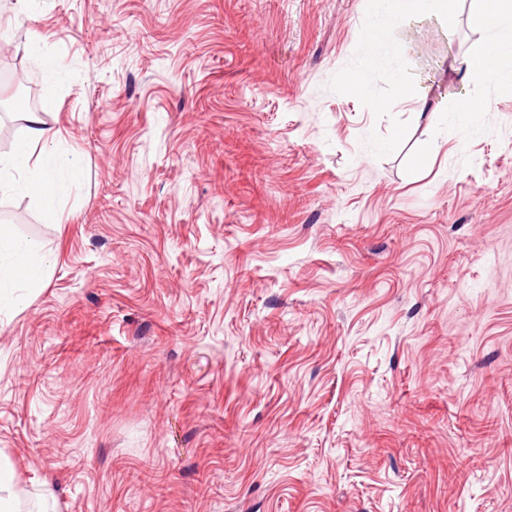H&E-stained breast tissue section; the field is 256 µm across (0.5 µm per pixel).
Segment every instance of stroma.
Returning a JSON list of instances; mask_svg holds the SVG:
<instances>
[{
  "instance_id": "obj_1",
  "label": "stroma",
  "mask_w": 512,
  "mask_h": 512,
  "mask_svg": "<svg viewBox=\"0 0 512 512\" xmlns=\"http://www.w3.org/2000/svg\"><path fill=\"white\" fill-rule=\"evenodd\" d=\"M0 10L80 172L60 224L0 196L51 254L0 312L22 512H512V84L465 127L449 71L483 33L417 15L390 69L371 0ZM31 56L34 58L37 66L44 72L46 77L47 95H54L56 89V79L60 70L58 61L40 50L32 47L30 49Z\"/></svg>"
}]
</instances>
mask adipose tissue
Masks as SVG:
<instances>
[{
  "instance_id": "1",
  "label": "adipose tissue",
  "mask_w": 512,
  "mask_h": 512,
  "mask_svg": "<svg viewBox=\"0 0 512 512\" xmlns=\"http://www.w3.org/2000/svg\"><path fill=\"white\" fill-rule=\"evenodd\" d=\"M469 25L488 36L483 50L458 60L464 75L486 81L512 80V0H466ZM434 14L446 30H454L458 14L450 0H374L367 61L376 66L394 65L397 56L383 52L379 42L399 20L423 13ZM25 125L14 150L0 155V194H27L40 199L49 222L61 220L60 192L75 179L72 161L57 158L51 149L55 132L35 112L26 113ZM50 267L44 245L0 226V304L14 288L43 287Z\"/></svg>"
}]
</instances>
